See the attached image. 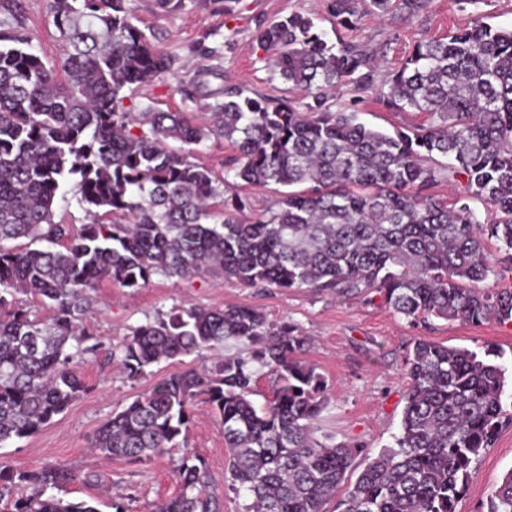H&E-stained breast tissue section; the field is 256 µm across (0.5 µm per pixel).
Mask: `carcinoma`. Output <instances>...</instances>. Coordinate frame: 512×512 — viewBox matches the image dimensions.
Listing matches in <instances>:
<instances>
[{
    "label": "carcinoma",
    "mask_w": 512,
    "mask_h": 512,
    "mask_svg": "<svg viewBox=\"0 0 512 512\" xmlns=\"http://www.w3.org/2000/svg\"><path fill=\"white\" fill-rule=\"evenodd\" d=\"M126 2L49 0L63 43L50 64L18 30H0V446L35 435L88 390L71 363L102 346L86 328L87 292L102 280L140 288L155 275H211L340 299L371 291L414 321L512 322V289L479 287L499 265L512 266V28L477 17L420 39L380 87L369 46L333 43L300 14L261 23L256 42L300 102L210 90L200 103L209 123L200 124L185 112L133 111L136 91L173 73L175 58L155 47ZM429 2L329 0L328 8L353 29L362 7L415 16ZM341 85L433 122L393 134L368 127L354 112L331 110ZM213 136L238 148L234 179L282 188L262 219L241 222L246 200L224 197L227 180L193 162ZM438 156L495 211L492 222L478 223L466 202L424 193ZM69 194L91 223L55 220ZM19 238L31 247L4 248ZM21 295L48 301L51 320L32 316ZM231 341L244 349L173 374L112 414L93 439L98 457L141 463L168 453L201 397L221 417L228 488L248 494L247 512H327L335 497L336 512H455L472 462L502 418L512 421L502 353L420 339L406 359L394 445L368 455L330 444L316 436L327 384L302 358L310 339L247 305L159 315L113 345L112 358L138 378ZM262 377L270 397L258 408ZM173 473L179 492L156 512H220L198 455L184 452ZM77 479L56 462L31 471L0 462V498L21 486L9 512H100L58 496ZM486 512H512V470Z\"/></svg>",
    "instance_id": "obj_1"
}]
</instances>
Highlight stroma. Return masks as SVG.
Instances as JSON below:
<instances>
[{
    "label": "stroma",
    "mask_w": 512,
    "mask_h": 512,
    "mask_svg": "<svg viewBox=\"0 0 512 512\" xmlns=\"http://www.w3.org/2000/svg\"><path fill=\"white\" fill-rule=\"evenodd\" d=\"M139 27L151 31L155 45L175 56L177 75L141 88L137 108L187 112L205 121L194 101L176 88L177 82H195L209 72V88L241 87L246 92L280 99L288 85L274 75L267 54L255 41L259 23L300 13L316 18L329 36L356 43L380 45L384 56L375 71L385 85L391 70L408 55L415 40L439 37L468 26L475 17L512 28V0H431L426 12L363 14L356 30L337 27L326 0H185L182 10L165 14L154 0H127ZM22 27L31 44L46 60L59 53L58 33L49 14L48 0H21L17 14L0 8V29ZM334 109L354 110L360 122L386 132L430 123L428 114L385 107L375 97L355 100L349 87L336 91ZM93 311L88 327L102 346L95 355L77 363L87 392L37 434L0 447V460L13 470H35L47 462L65 464L79 475L63 493L69 500L97 502L100 512H112L111 503L123 499L128 512H155L158 503L174 496L178 484L172 458L164 455L131 464L115 458L101 461L92 441L101 424L161 379L191 368L208 367L212 357L196 355L163 361L133 379L112 360V346L130 329L153 321L157 314L190 305L224 307L248 305L269 321L297 324L313 344L305 358L327 383L328 403L318 422L320 438L333 443L360 444L370 453L392 445L398 433L408 387L406 357L416 339L464 347L476 352L494 348L512 360V322L482 324L433 318L412 321L394 313L378 293L339 299L308 288L284 290L246 286L221 277L168 278L154 276L143 288L100 282L93 290ZM186 448L206 463L219 500L220 512H245L248 499L229 490L230 453L224 443L219 415L207 403L193 404ZM472 478L456 512H484L488 498L512 470V423L503 422L492 448L472 464Z\"/></svg>",
    "instance_id": "1"
}]
</instances>
